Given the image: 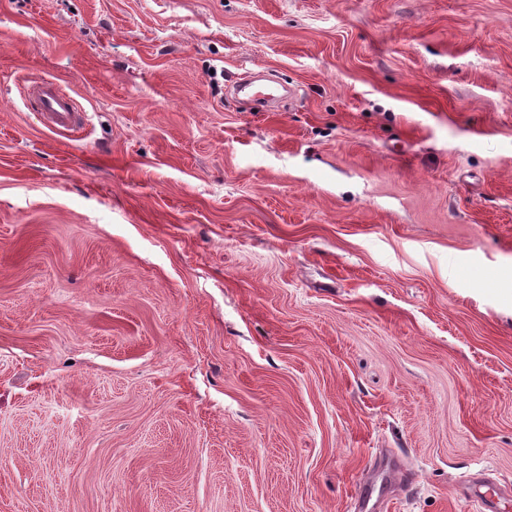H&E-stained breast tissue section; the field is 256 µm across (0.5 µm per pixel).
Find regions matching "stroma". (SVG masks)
Segmentation results:
<instances>
[{
    "mask_svg": "<svg viewBox=\"0 0 512 512\" xmlns=\"http://www.w3.org/2000/svg\"><path fill=\"white\" fill-rule=\"evenodd\" d=\"M262 70L294 96L232 94ZM482 495L512 512V0H0V512ZM23 96L34 117L50 130L67 135L84 128L86 113L75 97L56 82L31 80L24 86Z\"/></svg>",
    "mask_w": 512,
    "mask_h": 512,
    "instance_id": "stroma-1",
    "label": "stroma"
}]
</instances>
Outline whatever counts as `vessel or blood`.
Listing matches in <instances>:
<instances>
[{
  "label": "vessel or blood",
  "mask_w": 512,
  "mask_h": 512,
  "mask_svg": "<svg viewBox=\"0 0 512 512\" xmlns=\"http://www.w3.org/2000/svg\"><path fill=\"white\" fill-rule=\"evenodd\" d=\"M23 96L32 107L34 117L50 130L64 135L80 132L86 114L75 97L56 82L32 80L25 85Z\"/></svg>",
  "instance_id": "1"
}]
</instances>
